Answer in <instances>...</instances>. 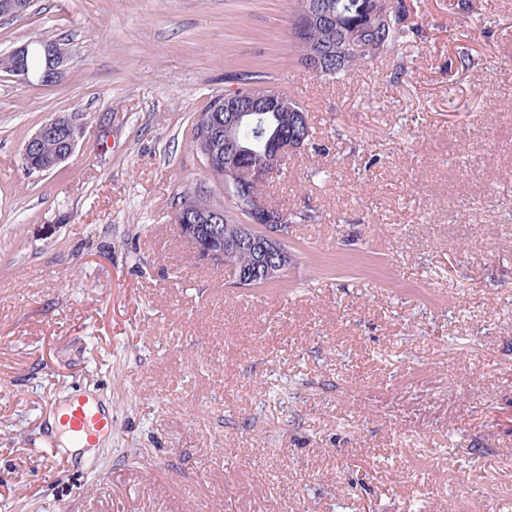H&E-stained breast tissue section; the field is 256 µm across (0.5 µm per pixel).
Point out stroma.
<instances>
[{"label":"stroma","mask_w":512,"mask_h":512,"mask_svg":"<svg viewBox=\"0 0 512 512\" xmlns=\"http://www.w3.org/2000/svg\"><path fill=\"white\" fill-rule=\"evenodd\" d=\"M405 3L406 57L334 82L293 51V0L0 19V59L67 53L49 86L0 68V512H512V0ZM246 82L315 145L267 190L308 216L293 265L242 290L174 218L228 206L194 128ZM55 117L83 137L27 170ZM79 394L112 433L70 455L47 422ZM81 133V128L68 119L56 117L45 121L27 141V150L25 154L23 152L26 166L32 171H43L45 168L40 163V148L46 140H55L57 137L60 141L50 166H58L75 152Z\"/></svg>","instance_id":"obj_1"}]
</instances>
